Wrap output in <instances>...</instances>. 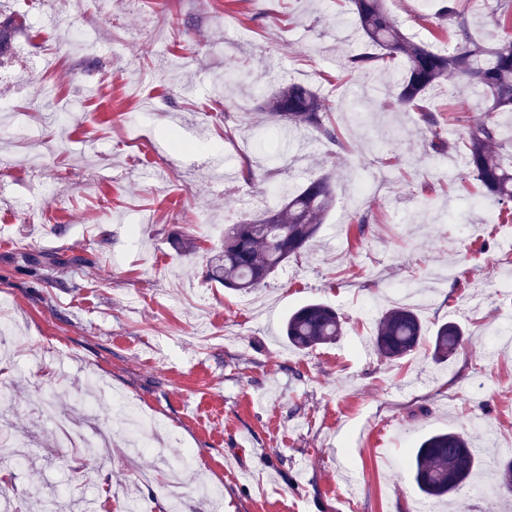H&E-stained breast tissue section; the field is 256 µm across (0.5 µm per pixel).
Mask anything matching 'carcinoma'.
<instances>
[{
	"label": "carcinoma",
	"instance_id": "obj_1",
	"mask_svg": "<svg viewBox=\"0 0 512 512\" xmlns=\"http://www.w3.org/2000/svg\"><path fill=\"white\" fill-rule=\"evenodd\" d=\"M350 23L374 46L405 62L403 74L388 93L402 110L418 107L430 89L460 83L487 103L488 117L465 127L462 142L466 167L484 193L504 203L512 202V164L502 159L503 133L499 112H512V35L491 46L470 34L466 11L448 0L439 15L457 37L452 51L433 48L407 36L387 11L384 0H350ZM17 24L0 21V57L9 49ZM377 57H350L348 68L363 83L376 75ZM331 107L311 86L290 82L268 100L265 115L287 129H307L327 140H336L330 121ZM335 190L330 175L294 186L277 184L274 201L258 218H247L224 231V250L207 261L209 275L224 287L248 292L260 287L281 264L304 253L331 210ZM283 334L303 351L336 342L343 335L339 313L321 302L306 303L288 315ZM425 336L420 316L408 304L394 305L376 321L372 346L378 355L394 361L413 353ZM464 331L454 322L438 326L432 335L435 360L444 362L461 345ZM414 482L422 495L441 500L457 496L476 471L478 458L463 433L438 431L424 438L411 460ZM498 486L512 493V458L496 465Z\"/></svg>",
	"mask_w": 512,
	"mask_h": 512
}]
</instances>
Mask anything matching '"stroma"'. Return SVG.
<instances>
[{
	"instance_id": "obj_1",
	"label": "stroma",
	"mask_w": 512,
	"mask_h": 512,
	"mask_svg": "<svg viewBox=\"0 0 512 512\" xmlns=\"http://www.w3.org/2000/svg\"><path fill=\"white\" fill-rule=\"evenodd\" d=\"M32 2L0 6L29 39L26 56L0 58V105L20 119L0 133V304L13 319L0 429L30 450L22 467L0 466V484L15 486L19 512L50 497L170 512L172 480L190 512H457L424 503L406 459L447 429L485 455L512 453V217L463 151L437 168L421 113L359 102L346 64L368 43L332 25L348 0ZM386 7L414 40L455 47L438 0ZM85 34L105 52L90 54ZM228 71L229 101L214 92ZM290 82L327 100L340 140L304 131L267 161L247 115ZM423 104L455 143L486 113L469 91L435 89ZM218 155L231 184L213 176ZM247 166L261 180L245 182ZM325 174L336 200L305 255L248 294L209 278L225 225L262 214L274 183ZM48 190L66 209L45 204ZM57 256L82 263L50 268ZM397 288L426 329L462 325L455 357L435 363L427 341L397 363L377 355L375 320ZM312 300L336 308L345 334L300 352L281 323ZM54 388L65 420L108 435L107 456L42 420ZM135 407L154 421L140 452L127 436ZM466 492L471 512H512L488 467Z\"/></svg>"
}]
</instances>
